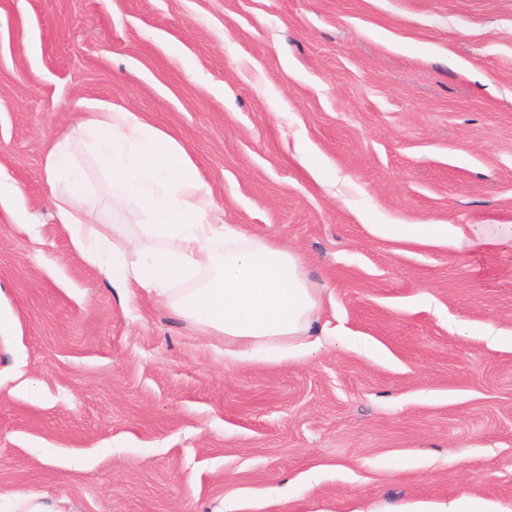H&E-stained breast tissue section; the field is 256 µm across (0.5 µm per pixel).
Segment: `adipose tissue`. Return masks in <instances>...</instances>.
Here are the masks:
<instances>
[{
	"label": "adipose tissue",
	"mask_w": 512,
	"mask_h": 512,
	"mask_svg": "<svg viewBox=\"0 0 512 512\" xmlns=\"http://www.w3.org/2000/svg\"><path fill=\"white\" fill-rule=\"evenodd\" d=\"M74 125L51 143L44 172L54 219L83 260L123 298L143 291L199 331L224 339L238 363L278 364L318 346L320 303L301 257L277 240L216 224L211 187L164 129L109 102L82 99ZM85 147L106 178L104 208L142 223L145 237L96 217L76 150ZM420 244L454 243L483 254L512 250V224H385ZM185 291L171 297L172 284Z\"/></svg>",
	"instance_id": "1"
}]
</instances>
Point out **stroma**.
Listing matches in <instances>:
<instances>
[{
    "mask_svg": "<svg viewBox=\"0 0 512 512\" xmlns=\"http://www.w3.org/2000/svg\"><path fill=\"white\" fill-rule=\"evenodd\" d=\"M186 149L215 222L298 252L330 333L235 364L55 224L79 99ZM0 512H512V0H0ZM382 232L420 244L454 243L483 254L512 250V224H379ZM396 512H495L485 505H480L469 497H464L450 506L437 505L430 502H417L403 507Z\"/></svg>",
    "mask_w": 512,
    "mask_h": 512,
    "instance_id": "stroma-1",
    "label": "stroma"
}]
</instances>
